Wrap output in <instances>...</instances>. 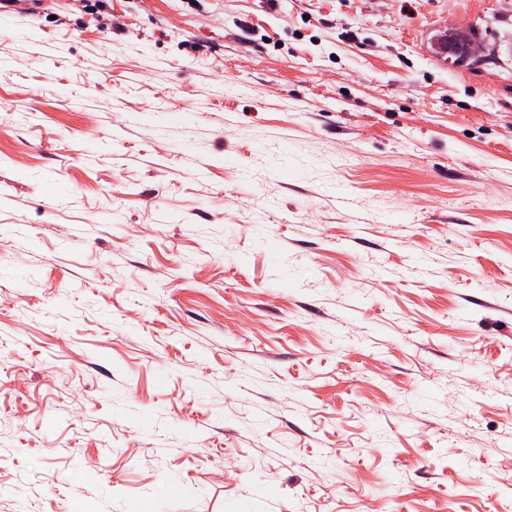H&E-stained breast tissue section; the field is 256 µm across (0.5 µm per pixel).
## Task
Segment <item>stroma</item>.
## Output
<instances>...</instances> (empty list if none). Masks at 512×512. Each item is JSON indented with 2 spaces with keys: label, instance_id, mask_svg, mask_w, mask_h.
Wrapping results in <instances>:
<instances>
[{
  "label": "stroma",
  "instance_id": "stroma-1",
  "mask_svg": "<svg viewBox=\"0 0 512 512\" xmlns=\"http://www.w3.org/2000/svg\"><path fill=\"white\" fill-rule=\"evenodd\" d=\"M145 503L512 512V0H0V512ZM445 39L448 38V44L460 46L462 51H459L460 59L457 62V67H468L473 65L474 62L484 56L487 48L485 45L477 40L472 35H464L460 32H448L444 35Z\"/></svg>",
  "mask_w": 512,
  "mask_h": 512
}]
</instances>
